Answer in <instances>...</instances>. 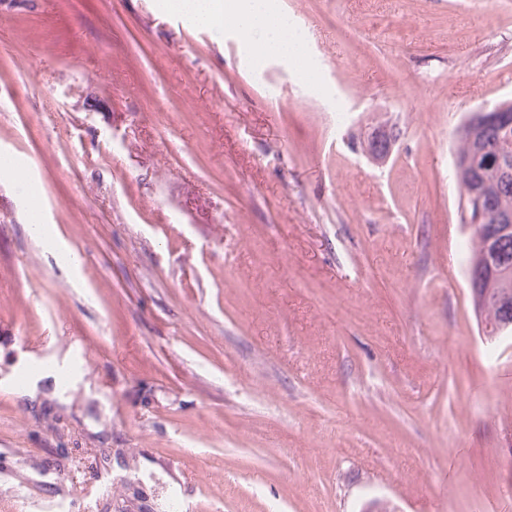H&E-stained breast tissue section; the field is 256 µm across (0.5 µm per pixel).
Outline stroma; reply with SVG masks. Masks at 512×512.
I'll return each mask as SVG.
<instances>
[{
	"label": "stroma",
	"mask_w": 512,
	"mask_h": 512,
	"mask_svg": "<svg viewBox=\"0 0 512 512\" xmlns=\"http://www.w3.org/2000/svg\"><path fill=\"white\" fill-rule=\"evenodd\" d=\"M159 2L0 5V512H512L452 178L512 0H280L306 73ZM373 149L370 156L376 162L383 164L390 157L393 145L396 142L395 135L387 128L379 129L372 138Z\"/></svg>",
	"instance_id": "35a3bbf8"
}]
</instances>
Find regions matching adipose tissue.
<instances>
[{"mask_svg": "<svg viewBox=\"0 0 512 512\" xmlns=\"http://www.w3.org/2000/svg\"><path fill=\"white\" fill-rule=\"evenodd\" d=\"M173 9L204 26L227 27L253 51L310 70L306 42L277 0H174Z\"/></svg>", "mask_w": 512, "mask_h": 512, "instance_id": "ef3b65f1", "label": "adipose tissue"}]
</instances>
